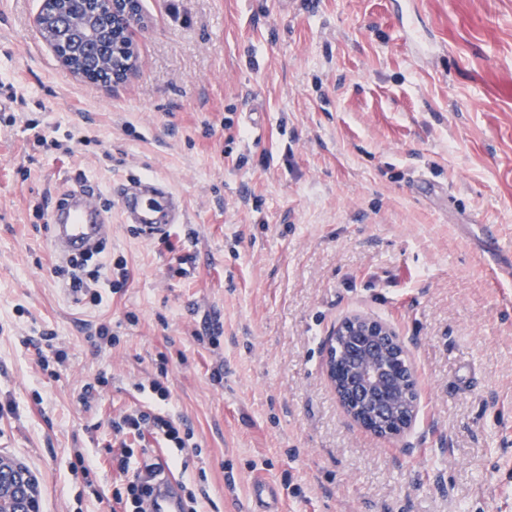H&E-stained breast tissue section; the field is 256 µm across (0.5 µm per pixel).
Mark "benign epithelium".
Returning <instances> with one entry per match:
<instances>
[{"mask_svg":"<svg viewBox=\"0 0 512 512\" xmlns=\"http://www.w3.org/2000/svg\"><path fill=\"white\" fill-rule=\"evenodd\" d=\"M111 7L112 16L124 22L120 59L95 56L97 67L110 75L109 85L121 84L138 68L134 30L145 21L140 0H90L97 14ZM71 17L62 6L54 14L39 11L37 33L48 28L66 41ZM324 371L336 395L361 427L384 439L400 436L416 420L420 402L406 385L419 383L405 341L395 327L364 313L341 319L325 343ZM40 489L31 470L16 458L0 453V512H40Z\"/></svg>","mask_w":512,"mask_h":512,"instance_id":"obj_1","label":"benign epithelium"}]
</instances>
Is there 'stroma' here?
Instances as JSON below:
<instances>
[{
  "instance_id": "35a3bbf8",
  "label": "stroma",
  "mask_w": 512,
  "mask_h": 512,
  "mask_svg": "<svg viewBox=\"0 0 512 512\" xmlns=\"http://www.w3.org/2000/svg\"><path fill=\"white\" fill-rule=\"evenodd\" d=\"M40 2L0 0L18 95L0 94V452L41 512H112V420L163 359L202 449L164 458L206 473V512H250L258 480L278 512H512V0H143L117 87L58 62ZM77 173L109 203L167 182L193 262L113 208L102 258L130 277L75 302L38 210ZM353 312L395 326L417 371L398 438L355 424L323 372ZM50 331L68 357L45 370L26 340Z\"/></svg>"
}]
</instances>
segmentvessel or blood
Returning <instances> with one entry per match:
<instances>
[{"instance_id":"vessel-or-blood-1","label":"vessel or blood","mask_w":512,"mask_h":512,"mask_svg":"<svg viewBox=\"0 0 512 512\" xmlns=\"http://www.w3.org/2000/svg\"><path fill=\"white\" fill-rule=\"evenodd\" d=\"M74 182V187L57 197L49 213L52 248L62 258L91 249L102 241L109 227L95 187L80 176ZM116 198L126 223L145 237L163 235L179 221L175 195L157 179L128 180L117 189ZM172 483L168 476L155 484L149 512H183L181 494Z\"/></svg>"}]
</instances>
